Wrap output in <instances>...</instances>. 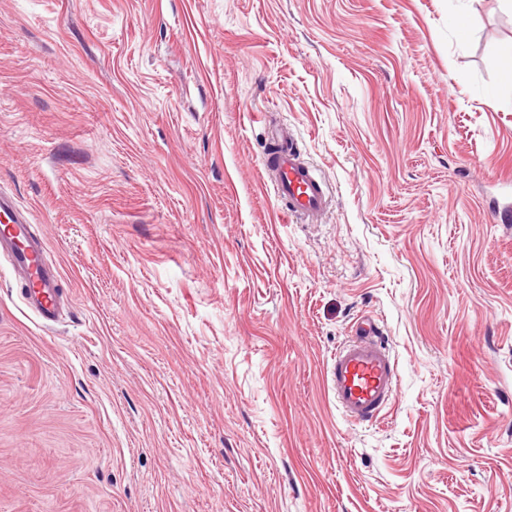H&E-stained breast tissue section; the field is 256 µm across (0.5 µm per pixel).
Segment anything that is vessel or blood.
Instances as JSON below:
<instances>
[{"instance_id": "obj_1", "label": "vessel or blood", "mask_w": 512, "mask_h": 512, "mask_svg": "<svg viewBox=\"0 0 512 512\" xmlns=\"http://www.w3.org/2000/svg\"><path fill=\"white\" fill-rule=\"evenodd\" d=\"M275 153L262 164L273 193L282 208V218L308 222L318 220L329 206L325 183L306 164L286 126H268ZM8 254L13 274L24 283L25 305L47 325L58 317L59 291L56 268L47 265L41 241L31 236L29 226L13 197L0 194V252ZM399 365L379 323L371 317L359 319L349 338L330 357L327 389L344 420L370 426L384 418L397 397Z\"/></svg>"}]
</instances>
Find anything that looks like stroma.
I'll return each mask as SVG.
<instances>
[{
  "instance_id": "obj_1",
  "label": "stroma",
  "mask_w": 512,
  "mask_h": 512,
  "mask_svg": "<svg viewBox=\"0 0 512 512\" xmlns=\"http://www.w3.org/2000/svg\"><path fill=\"white\" fill-rule=\"evenodd\" d=\"M508 55L512 0H0V191L63 294L0 255V512H512ZM366 315L400 379L355 427ZM264 122L273 146L277 149L275 153L264 157L262 164L272 181L274 196L284 204L279 211L281 217L285 222H288V218L307 222L318 220L329 206V193L325 183L302 160L288 127L272 126L269 119ZM0 223V253L8 250L11 270L26 286L22 291L25 305L45 325L54 324L59 317V291L55 288L58 271L46 264L44 245L31 236L16 201L1 193ZM383 335L374 318L362 317L330 357L327 389L348 423L376 424L396 401L399 365Z\"/></svg>"
}]
</instances>
